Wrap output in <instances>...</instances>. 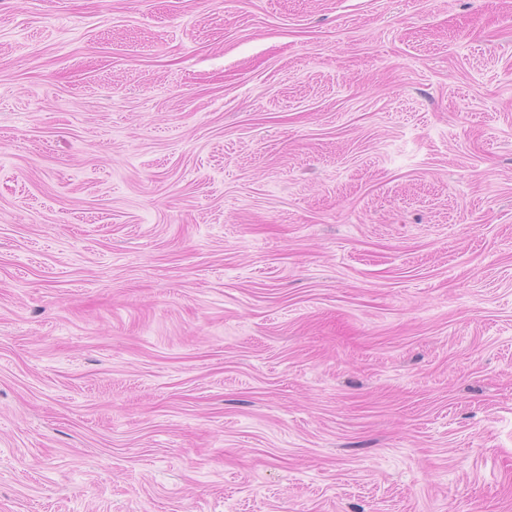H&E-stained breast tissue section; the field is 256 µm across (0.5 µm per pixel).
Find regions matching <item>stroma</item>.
<instances>
[{
	"instance_id": "1",
	"label": "stroma",
	"mask_w": 512,
	"mask_h": 512,
	"mask_svg": "<svg viewBox=\"0 0 512 512\" xmlns=\"http://www.w3.org/2000/svg\"><path fill=\"white\" fill-rule=\"evenodd\" d=\"M0 512H512V0H0Z\"/></svg>"
}]
</instances>
